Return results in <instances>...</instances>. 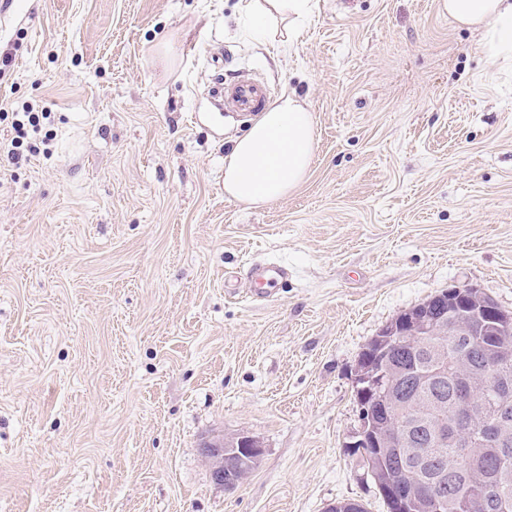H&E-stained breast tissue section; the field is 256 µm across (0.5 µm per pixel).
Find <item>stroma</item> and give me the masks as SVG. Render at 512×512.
<instances>
[{
    "label": "stroma",
    "instance_id": "1",
    "mask_svg": "<svg viewBox=\"0 0 512 512\" xmlns=\"http://www.w3.org/2000/svg\"><path fill=\"white\" fill-rule=\"evenodd\" d=\"M444 0H312L292 44L240 0H0V512L387 508L352 375L402 311L474 286L512 311V66ZM314 115L309 174L227 201L242 75ZM288 286L250 297L253 264ZM264 454L233 492L203 439ZM14 116L11 128L14 131L15 136L11 138L10 146L4 147L3 153L6 150V159L9 163L15 164L19 162V159L23 156L22 147L24 146V140L27 137V131L25 126L29 124L32 127H37L40 122L39 113L35 112H11ZM22 150V151H21Z\"/></svg>",
    "mask_w": 512,
    "mask_h": 512
}]
</instances>
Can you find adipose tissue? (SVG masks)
<instances>
[{
	"label": "adipose tissue",
	"mask_w": 512,
	"mask_h": 512,
	"mask_svg": "<svg viewBox=\"0 0 512 512\" xmlns=\"http://www.w3.org/2000/svg\"><path fill=\"white\" fill-rule=\"evenodd\" d=\"M456 23L483 30L490 49L512 56V0H447ZM243 10L259 19L255 33L266 39L279 30L291 41L310 12V0H243ZM316 148L311 112L295 93L268 105L237 137L224 158L227 199L255 206L288 196L306 179Z\"/></svg>",
	"instance_id": "adipose-tissue-1"
}]
</instances>
